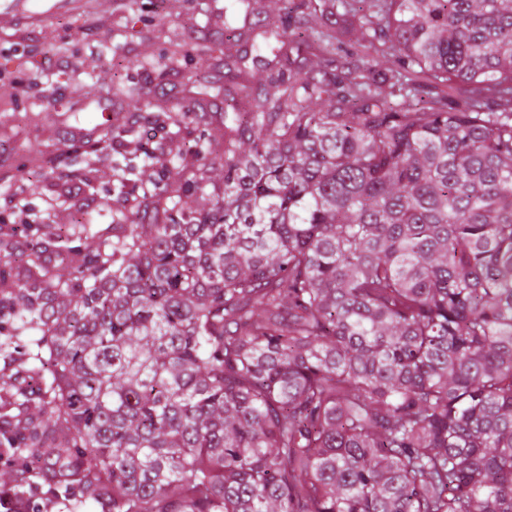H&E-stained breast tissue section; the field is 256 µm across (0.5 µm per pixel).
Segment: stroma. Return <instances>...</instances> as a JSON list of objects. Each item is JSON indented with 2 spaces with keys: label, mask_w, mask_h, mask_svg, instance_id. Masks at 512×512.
Returning a JSON list of instances; mask_svg holds the SVG:
<instances>
[{
  "label": "stroma",
  "mask_w": 512,
  "mask_h": 512,
  "mask_svg": "<svg viewBox=\"0 0 512 512\" xmlns=\"http://www.w3.org/2000/svg\"><path fill=\"white\" fill-rule=\"evenodd\" d=\"M236 0H135L116 11L112 0H94L86 13H50L27 29V49L16 54L10 43L17 24L0 18V224L13 221L9 200L25 193L45 222L33 226L37 237H47L54 225L70 220L74 208L88 212L92 223L107 225L112 215L104 198L132 191L135 181H117L111 170L116 162L139 166L142 151L157 141L193 139L196 124L150 123L155 112H191L195 92L187 78L213 76L207 99L222 104L225 93H238L235 81L214 73L222 57L224 16L243 13ZM80 59L79 68H45L44 56ZM86 83L85 99L74 98V81ZM149 92L148 103L124 95L116 87ZM112 102L111 125L93 121L98 110L87 98ZM86 129L90 150L81 157L89 185L67 182V150L75 144L72 128Z\"/></svg>",
  "instance_id": "obj_1"
}]
</instances>
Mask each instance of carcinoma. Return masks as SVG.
<instances>
[{"instance_id": "obj_1", "label": "carcinoma", "mask_w": 512, "mask_h": 512, "mask_svg": "<svg viewBox=\"0 0 512 512\" xmlns=\"http://www.w3.org/2000/svg\"><path fill=\"white\" fill-rule=\"evenodd\" d=\"M252 13L224 43L276 42L273 92L180 113L206 135L116 223L0 261V483L22 512L42 475L98 512H512V0Z\"/></svg>"}]
</instances>
